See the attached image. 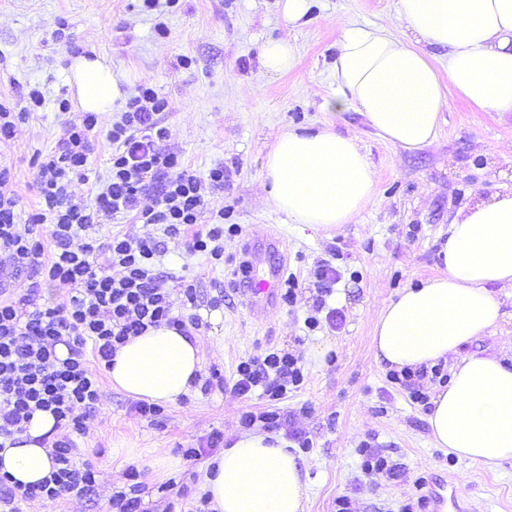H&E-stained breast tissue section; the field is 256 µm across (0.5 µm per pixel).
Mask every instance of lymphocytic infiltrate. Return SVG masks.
Listing matches in <instances>:
<instances>
[{"instance_id":"f902f5d3","label":"lymphocytic infiltrate","mask_w":512,"mask_h":512,"mask_svg":"<svg viewBox=\"0 0 512 512\" xmlns=\"http://www.w3.org/2000/svg\"><path fill=\"white\" fill-rule=\"evenodd\" d=\"M168 109V100L150 88L128 99L106 135L112 146L109 175L90 202L73 201L68 187L72 178L88 177L98 116L85 113L81 125L66 129L38 163L40 199L27 217L29 224L50 225L49 236L18 232L13 178L0 169V266L32 270L66 292L53 306L37 304L31 293L0 299V451L39 412L50 413L62 432L52 443L53 468L41 482L23 486L0 473V512H19L22 501L50 504L68 493L94 491L97 472L77 460L73 444L101 399L91 359L111 362L130 337L151 327L186 329L153 270L158 242L127 234L98 242L93 232L102 218L132 213L140 223L162 225L167 234L190 233V252L216 264L224 261L225 235L239 231L220 221L194 231L207 205L203 187L223 186L224 169L212 168L200 179L178 153L162 148L161 114ZM150 191L153 205H142L141 195ZM61 345L66 355L58 354ZM303 381L294 355L271 352L240 361L234 387L244 396L258 392L277 401Z\"/></svg>"}]
</instances>
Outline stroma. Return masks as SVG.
<instances>
[{
    "label": "stroma",
    "instance_id": "obj_1",
    "mask_svg": "<svg viewBox=\"0 0 512 512\" xmlns=\"http://www.w3.org/2000/svg\"><path fill=\"white\" fill-rule=\"evenodd\" d=\"M395 6L396 0H311L307 16L292 25L283 17L282 0H178L151 11L142 0H0V99L20 111L30 89L45 96L14 138L0 143V167L14 175L20 215L39 199L37 154L82 122L71 64L94 54L121 78L126 97L150 87L169 101L162 115L164 148L181 154L202 178L223 167V187L205 190L199 230L220 209L241 227L225 237L224 262L215 265L189 251L187 236H167L130 215L104 219L99 236L156 238L162 287L174 294L184 282L196 288L200 321L189 330L203 354L200 382L153 421L137 413L135 399L102 380L99 407L76 440L80 459L100 472L94 493L24 504L20 512H112V493L126 488L132 467L145 487L147 512H194L204 495L206 457H188L187 449L205 446L218 456L209 445L213 434L231 440L243 431L245 412L269 409L281 417L280 435L309 441L298 452L309 481L306 512H336L343 496L352 512H406L420 477L431 485L452 479L461 512H512V462L467 465L436 448L429 408L413 402L410 392L417 385L432 393L438 379L427 374L410 386L391 382L390 368L374 355L382 308L402 288L439 273V250L456 213L474 194L512 189L511 118L472 111L452 94L434 143L407 151L382 139L358 113L337 120L324 108L342 28L354 21L394 26ZM279 39L295 45L296 63L272 76L263 73L261 54L268 41ZM60 98L69 100L68 111L59 110ZM124 106L117 101L100 115L88 178L69 187L74 200L92 201L106 180L112 147L105 132ZM330 123L358 136L377 189L352 223L322 232L290 223L267 204L264 162L283 131ZM272 232L285 244L286 271L299 288L293 303L277 302L257 318L240 304L235 272L247 244ZM324 261L340 275L326 299L342 315L334 325L317 303L316 273ZM219 293L223 307L209 310ZM311 317L319 321L312 330L306 325ZM320 345L326 356L316 355ZM269 350L298 358L303 385L274 404L235 393L239 361ZM366 441L395 465L394 475H365L358 450Z\"/></svg>",
    "mask_w": 512,
    "mask_h": 512
}]
</instances>
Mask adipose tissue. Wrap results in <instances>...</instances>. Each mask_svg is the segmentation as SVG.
<instances>
[{
  "instance_id": "ef3b65f1",
  "label": "adipose tissue",
  "mask_w": 512,
  "mask_h": 512,
  "mask_svg": "<svg viewBox=\"0 0 512 512\" xmlns=\"http://www.w3.org/2000/svg\"><path fill=\"white\" fill-rule=\"evenodd\" d=\"M395 27L354 22L331 65L336 85L326 106L359 113L384 140L412 151L432 144L449 93L478 112L512 114V0H397ZM447 60L439 73L432 48ZM82 111H111L122 92L100 59L71 64ZM268 201L295 224L329 232L350 223L376 193L372 166L356 138L325 128L283 132L265 161ZM439 256L444 270L403 289L374 329L377 360L416 370L457 355L427 421L436 447L467 464L512 461V366L492 355L458 351L503 319L492 287L512 288V189L477 196L449 226ZM202 369L194 339L161 326L120 347L107 375L134 399L172 404ZM54 426L35 415L0 472L23 485L53 466L42 439ZM203 490L213 512H305L308 480L282 436L242 433L209 461Z\"/></svg>"
}]
</instances>
